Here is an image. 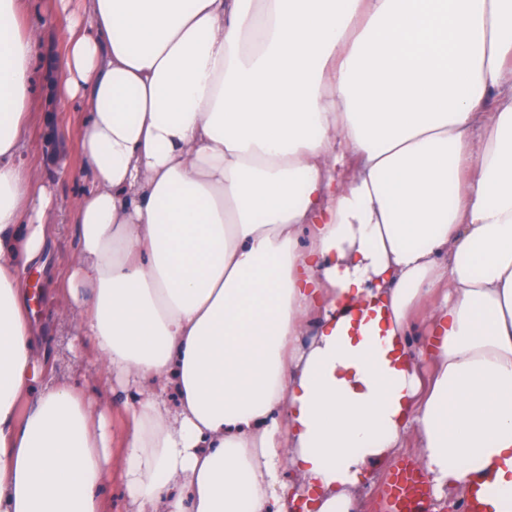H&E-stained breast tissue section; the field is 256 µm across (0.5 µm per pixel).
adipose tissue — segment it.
I'll return each mask as SVG.
<instances>
[{
  "mask_svg": "<svg viewBox=\"0 0 512 512\" xmlns=\"http://www.w3.org/2000/svg\"><path fill=\"white\" fill-rule=\"evenodd\" d=\"M51 8L92 175L56 316L137 395L116 456L48 369L43 22L0 0V512H112L115 469L131 512H356L410 436L436 497L512 512V0Z\"/></svg>",
  "mask_w": 512,
  "mask_h": 512,
  "instance_id": "obj_1",
  "label": "adipose tissue"
}]
</instances>
